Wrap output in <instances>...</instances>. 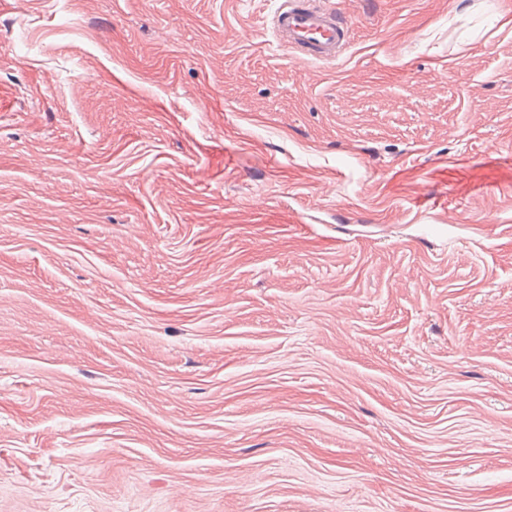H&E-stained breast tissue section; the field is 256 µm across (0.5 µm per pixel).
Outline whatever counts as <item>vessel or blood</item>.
Wrapping results in <instances>:
<instances>
[{"label": "vessel or blood", "instance_id": "b4317fda", "mask_svg": "<svg viewBox=\"0 0 512 512\" xmlns=\"http://www.w3.org/2000/svg\"><path fill=\"white\" fill-rule=\"evenodd\" d=\"M270 28L280 46L316 61L336 60L350 43V24L325 0H282Z\"/></svg>", "mask_w": 512, "mask_h": 512}]
</instances>
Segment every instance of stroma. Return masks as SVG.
<instances>
[{
	"instance_id": "obj_1",
	"label": "stroma",
	"mask_w": 512,
	"mask_h": 512,
	"mask_svg": "<svg viewBox=\"0 0 512 512\" xmlns=\"http://www.w3.org/2000/svg\"><path fill=\"white\" fill-rule=\"evenodd\" d=\"M0 0V512H512V0ZM270 28L280 46L311 60H336L350 43V22L323 0H283Z\"/></svg>"
}]
</instances>
